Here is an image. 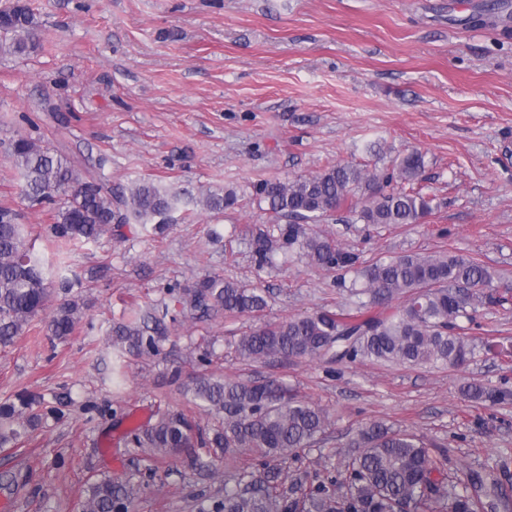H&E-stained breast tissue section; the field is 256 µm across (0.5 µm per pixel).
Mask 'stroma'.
I'll return each mask as SVG.
<instances>
[{
  "mask_svg": "<svg viewBox=\"0 0 512 512\" xmlns=\"http://www.w3.org/2000/svg\"><path fill=\"white\" fill-rule=\"evenodd\" d=\"M35 47L0 52V206L49 269L65 266L83 304L66 340L41 315L0 346V405L32 395L38 425L0 447V498L15 512H79L85 482L140 484L130 512H196L223 497L224 468L196 465L197 449L148 470L127 430L168 407L202 428L212 417L183 394L215 372L277 379L326 408L332 424L289 472L325 474L358 430L382 422L445 446L451 464L512 458V402L465 400L480 382L512 389V358L480 347L512 338V0H25ZM66 156L106 190L138 179L192 194H244L270 178L336 164L383 170L425 156V193L438 207L420 224L355 223L337 210L318 234L361 261L456 254L494 271L493 302L468 331L465 366L373 362L337 367L305 358L242 359V333L350 305L340 271L296 256L259 265L268 211L242 199L213 214L195 206L164 229L126 224L96 241L52 243L49 206H29L7 147L17 135ZM220 275L265 290L258 316L166 320L157 351L122 353L114 326L132 311L161 316L168 288Z\"/></svg>",
  "mask_w": 512,
  "mask_h": 512,
  "instance_id": "obj_1",
  "label": "stroma"
}]
</instances>
